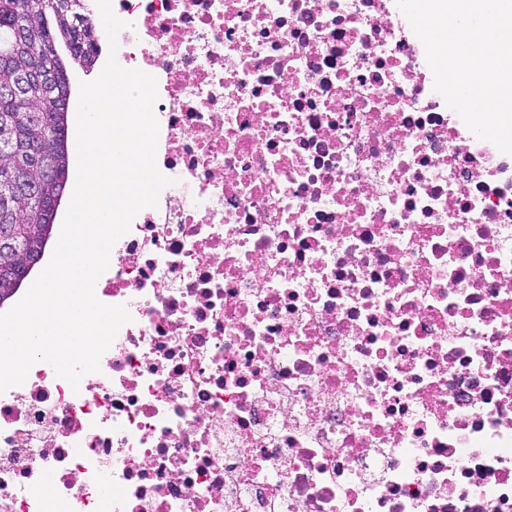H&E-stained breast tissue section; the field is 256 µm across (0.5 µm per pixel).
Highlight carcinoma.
Here are the masks:
<instances>
[{"label":"carcinoma","instance_id":"1","mask_svg":"<svg viewBox=\"0 0 512 512\" xmlns=\"http://www.w3.org/2000/svg\"><path fill=\"white\" fill-rule=\"evenodd\" d=\"M95 31L84 0H0V84L37 56L55 58L42 86L0 94V200H9L0 213V236L12 245L0 256V295L8 300L31 274L28 266L43 260L54 224L48 198L65 193L69 178V80L56 43L90 69L99 56Z\"/></svg>","mask_w":512,"mask_h":512}]
</instances>
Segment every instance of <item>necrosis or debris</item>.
<instances>
[{
    "label": "necrosis or debris",
    "mask_w": 512,
    "mask_h": 512,
    "mask_svg": "<svg viewBox=\"0 0 512 512\" xmlns=\"http://www.w3.org/2000/svg\"><path fill=\"white\" fill-rule=\"evenodd\" d=\"M170 183L79 386L0 393V512H512V154L396 0H114Z\"/></svg>",
    "instance_id": "1"
}]
</instances>
